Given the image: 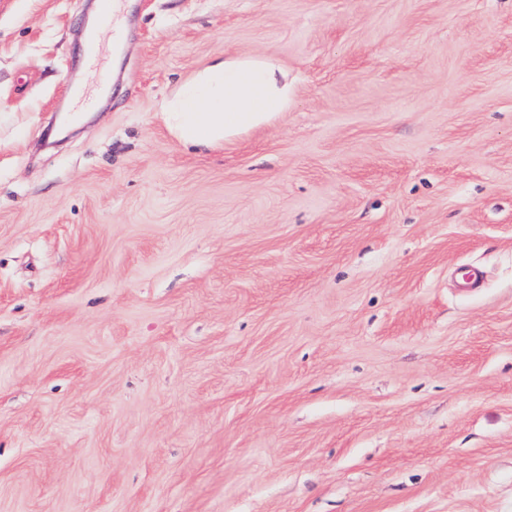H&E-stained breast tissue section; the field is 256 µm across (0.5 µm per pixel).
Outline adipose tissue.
<instances>
[{
    "label": "adipose tissue",
    "instance_id": "ef3b65f1",
    "mask_svg": "<svg viewBox=\"0 0 512 512\" xmlns=\"http://www.w3.org/2000/svg\"><path fill=\"white\" fill-rule=\"evenodd\" d=\"M290 98L287 77L272 59L227 54L181 85L161 113L181 145L210 150L273 123Z\"/></svg>",
    "mask_w": 512,
    "mask_h": 512
}]
</instances>
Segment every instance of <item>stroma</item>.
Segmentation results:
<instances>
[{"label": "stroma", "mask_w": 512, "mask_h": 512, "mask_svg": "<svg viewBox=\"0 0 512 512\" xmlns=\"http://www.w3.org/2000/svg\"><path fill=\"white\" fill-rule=\"evenodd\" d=\"M127 5L0 0V512H512V0ZM290 98L287 77L272 59L224 54L181 85L161 113L181 145L210 150L273 123Z\"/></svg>", "instance_id": "stroma-1"}]
</instances>
